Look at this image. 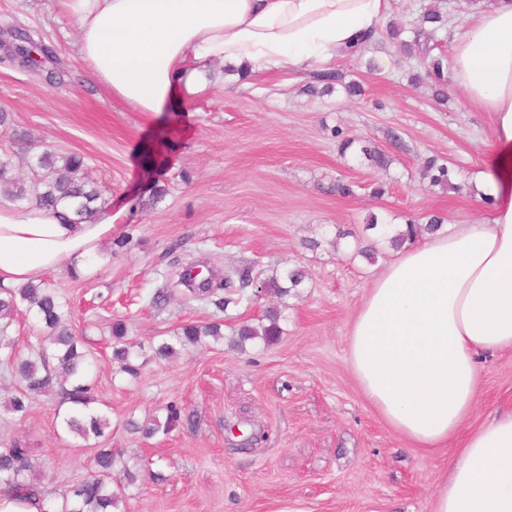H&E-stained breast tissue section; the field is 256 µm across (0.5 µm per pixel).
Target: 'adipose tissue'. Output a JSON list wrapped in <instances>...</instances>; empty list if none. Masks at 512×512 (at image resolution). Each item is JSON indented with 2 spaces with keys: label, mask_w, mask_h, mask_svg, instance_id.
<instances>
[{
  "label": "adipose tissue",
  "mask_w": 512,
  "mask_h": 512,
  "mask_svg": "<svg viewBox=\"0 0 512 512\" xmlns=\"http://www.w3.org/2000/svg\"><path fill=\"white\" fill-rule=\"evenodd\" d=\"M388 0H62L91 75L137 112L202 93L207 62L326 69L363 48ZM448 66L493 116L489 223L454 224L398 250L367 288L347 333L348 361L373 409L416 447L457 441L433 512H512V405L473 423L483 357L512 350V0L474 9ZM111 210L73 224L0 197V286L95 259Z\"/></svg>",
  "instance_id": "ef3b65f1"
}]
</instances>
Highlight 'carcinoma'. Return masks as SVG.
I'll return each instance as SVG.
<instances>
[{
  "mask_svg": "<svg viewBox=\"0 0 512 512\" xmlns=\"http://www.w3.org/2000/svg\"><path fill=\"white\" fill-rule=\"evenodd\" d=\"M447 25V14L434 4L418 16L415 26L411 28L412 38L409 40L401 38L403 28L396 25L386 28V36L399 42L405 52L418 53L419 62L427 78L434 84L438 99L445 98V55L432 53L428 41L434 33ZM8 33L16 34L14 47L17 55L34 69L41 68L44 60L55 56L54 50L28 29L10 28ZM318 84L325 91L340 85L349 95L361 92L359 84L343 82L342 76L334 71L315 74L314 84L309 86L310 91H316ZM0 134L19 142L26 153L30 154L33 166L37 169L36 180L28 183L16 175L12 156L1 155V196L13 202H27L46 209L67 207L72 210L75 223L88 221L104 204L101 190L86 175V163L82 155L40 149V145L12 128L7 112H0ZM340 150L343 154L351 150L355 159H364L377 168L385 169L390 164L389 157L367 140L343 139ZM423 175L430 176L431 182L437 185L449 181L447 164L435 157L424 162ZM443 227L444 218L436 214L430 215L424 224L413 221L380 224L377 217L372 216L367 229L376 231V237L371 244L364 246L357 239L352 247L344 245L342 240L348 234L338 229L331 245L338 250L343 248L351 251L354 259L360 257L373 263L378 255L389 250H400L406 244L433 235ZM172 267L176 268L177 280L166 283L151 294L150 302L155 308L161 309L166 305L170 297L169 290L184 286L191 293L192 299L206 300L216 311L224 312L246 299L244 290L253 283L252 269L249 267L237 270L235 276H228L220 282L200 285L195 284L194 265H183L176 258L172 261ZM307 279L308 274L302 268L276 267L260 281V288L282 298L298 294ZM21 308L29 311L44 330L43 336L39 337L41 351L36 359L21 357L13 339L14 314ZM69 317L65 297L44 280L20 288H0V351L9 350V359L13 362L19 380V389L9 402V410L23 418L29 411L32 395L54 392L60 397V403L67 406V416L63 419L66 432L88 443L103 437L110 421L95 407L97 397L95 384L90 377L88 353L83 350L82 341L71 327ZM286 321L284 309L269 307L258 322L243 321L231 328L229 344L240 351L248 345L254 349H266L279 341ZM112 336L116 342L112 348V359L117 363V370L132 377L137 376L139 367L136 360L141 344L126 339V327L120 321L112 324ZM207 337L216 342L224 339L222 324L218 321L206 325L185 324L172 336L162 339L154 353L159 358L172 359L189 347L203 344ZM180 421L181 409L172 404L164 419H151L143 432L147 436L159 432L168 434ZM118 464L123 468L127 484H135L137 476L121 460V456L110 449L100 448L94 455L90 476L74 485L62 501L50 504L41 497L38 487L27 481V473L32 468L27 449L14 444L0 449V485L25 499L36 501L39 512H112V508L125 496V487L116 490L112 488V470Z\"/></svg>",
  "mask_w": 512,
  "mask_h": 512,
  "instance_id": "carcinoma-1",
  "label": "carcinoma"
}]
</instances>
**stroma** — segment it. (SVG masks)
Listing matches in <instances>:
<instances>
[{
	"label": "stroma",
	"instance_id": "35a3bbf8",
	"mask_svg": "<svg viewBox=\"0 0 512 512\" xmlns=\"http://www.w3.org/2000/svg\"><path fill=\"white\" fill-rule=\"evenodd\" d=\"M40 34L58 53L56 77L0 62V110L42 145L85 158L86 174L112 208V235L96 265L49 274L71 303L85 340L99 409L111 426L99 446L118 448L138 475L114 512H432L430 491L445 449L414 447L362 397L347 362L346 335L366 288L390 261L350 260L329 244L336 226L363 236L370 215L395 224L442 215L449 224L486 222L492 203L473 186L490 166V113L456 83L438 101L428 79L412 82L417 58L386 36L337 59L361 95L309 92V74L283 67L239 78L209 63V89L170 110L136 112L93 83L76 53L78 29L60 0H0V25ZM370 139L391 158L372 168L342 155L339 135ZM445 160L453 188L420 181L427 158ZM353 188L337 193V183ZM166 196L148 205L152 184ZM383 195H373L374 187ZM317 247H309V240ZM223 272L300 266L309 278L285 297L288 321L265 350L239 353L207 342L173 360L150 346L185 323L222 317L255 321L272 296L217 314L175 293L164 309L151 293L170 272L169 250ZM145 345L139 374L120 373L110 326ZM16 379L0 362V448H29L28 474L61 501L91 470L94 449L61 430L57 395L33 399L25 418L7 411ZM512 402V351L481 370L476 419ZM177 405L169 434L140 425Z\"/></svg>",
	"mask_w": 512,
	"mask_h": 512
}]
</instances>
